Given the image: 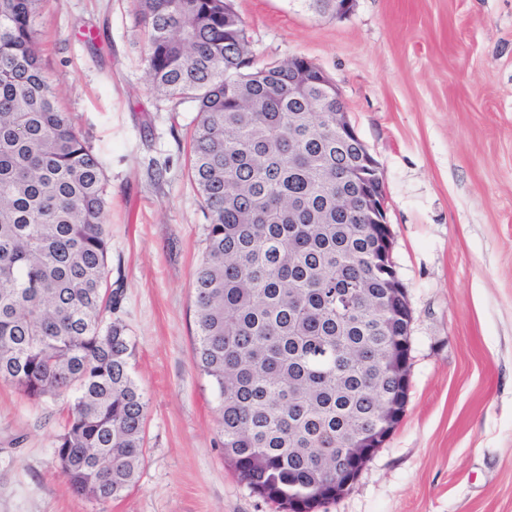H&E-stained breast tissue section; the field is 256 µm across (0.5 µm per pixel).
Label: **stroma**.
Returning <instances> with one entry per match:
<instances>
[{
	"label": "stroma",
	"mask_w": 512,
	"mask_h": 512,
	"mask_svg": "<svg viewBox=\"0 0 512 512\" xmlns=\"http://www.w3.org/2000/svg\"><path fill=\"white\" fill-rule=\"evenodd\" d=\"M233 3L255 66L303 56L338 86L382 170L413 311L404 417L321 512H512V0H355L342 17ZM37 41L107 179L146 452L120 498L77 497L54 455L58 405L0 383V512H276L225 464L218 398L194 364L193 103L150 89L132 0H42Z\"/></svg>",
	"instance_id": "obj_1"
}]
</instances>
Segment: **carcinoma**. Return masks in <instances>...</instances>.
<instances>
[{
    "instance_id": "obj_1",
    "label": "carcinoma",
    "mask_w": 512,
    "mask_h": 512,
    "mask_svg": "<svg viewBox=\"0 0 512 512\" xmlns=\"http://www.w3.org/2000/svg\"><path fill=\"white\" fill-rule=\"evenodd\" d=\"M41 0H0V382L67 398L57 461L76 496L135 485L147 402L112 318L107 182L56 105L36 41ZM151 89L195 104L190 172L208 224L194 276V363L220 398L224 460L288 512L336 484V455L379 422L408 322L317 77L253 67L232 0H133ZM352 197L336 217V194ZM353 289L347 303L338 286Z\"/></svg>"
}]
</instances>
